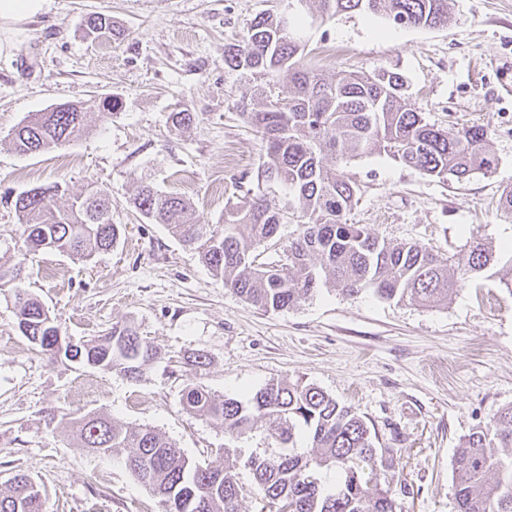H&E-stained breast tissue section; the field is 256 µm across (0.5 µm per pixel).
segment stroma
<instances>
[{
    "instance_id": "35a3bbf8",
    "label": "stroma",
    "mask_w": 512,
    "mask_h": 512,
    "mask_svg": "<svg viewBox=\"0 0 512 512\" xmlns=\"http://www.w3.org/2000/svg\"><path fill=\"white\" fill-rule=\"evenodd\" d=\"M96 12L111 15L124 38L88 40L84 19ZM267 12L295 20L308 67L398 72L429 124L492 131L495 172L463 182L422 176L383 151L340 163L358 186L348 223L448 257L476 238L503 249L512 230L498 208L512 190V0H448L452 21L435 28L359 12L322 19L299 0H51L37 20L0 26V265L23 264L25 288L64 336L87 340L130 319L164 357L136 379L48 360L19 332L14 285L0 281V489L25 473L43 484L47 512H161L126 469L127 449L95 456L64 422L101 411L158 429L205 466L238 456L241 512H277L244 465L277 453L265 429L233 437L181 405L180 361L201 350L211 363L196 381L216 395L303 381L352 407L376 446L394 451L396 512H454L461 438L512 406V290L499 276L467 281L439 307L325 286L265 312L130 203L143 180L218 224L227 203L256 189L261 141L241 115L254 87L225 67L224 48ZM106 96L118 100L116 114L100 112ZM61 103L84 108L87 133L60 149L17 153V125ZM185 108L198 121L179 132L169 116ZM55 182L73 194L109 191L112 221L124 227L117 247L83 262L25 254L14 200Z\"/></svg>"
}]
</instances>
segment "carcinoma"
I'll return each instance as SVG.
<instances>
[{"label": "carcinoma", "instance_id": "carcinoma-1", "mask_svg": "<svg viewBox=\"0 0 512 512\" xmlns=\"http://www.w3.org/2000/svg\"><path fill=\"white\" fill-rule=\"evenodd\" d=\"M312 15L342 12L383 15L396 25L434 28L448 24V0H305ZM86 36L114 35L112 17L94 13ZM304 45L295 24L281 26L280 15L256 17L243 38L224 48L225 65L245 77L265 80L251 100L247 122L258 134L262 154L258 178L288 187L281 206L263 191L224 208V223L203 224L192 203L141 182L133 207L147 220L164 225L224 287L266 312L287 310L312 296L321 284L349 297L370 290L398 303L424 307L448 302L460 283L488 272L500 262L483 243L454 259L412 242L378 240L362 224L345 219L355 201L356 183L328 164L384 151L430 178L458 181L496 169L491 132L484 125L439 129L425 121L405 96L406 84L395 72L373 76L339 72L324 77L302 63ZM288 73V95L276 92L277 78ZM195 113L170 115L172 126L187 129ZM87 131L86 113L71 103L29 115L12 133L23 154L61 148ZM60 183L34 187L15 200L25 253L53 250L89 260L116 245L122 225L112 223V199L91 186L69 198ZM300 225L297 237L283 246V259L257 261L256 249L278 238L281 225ZM23 266H0V280L16 281L17 327L39 352L51 359L68 356L58 346L61 328L48 309L19 285ZM81 363L137 379L161 350L145 341L132 321L112 324L104 334L77 342ZM183 409L241 436L257 425L281 451L254 457L249 470L262 498L282 504L281 512H395L389 485L375 475L393 468L390 448H377L367 423L321 388L304 382L271 381L244 399L217 396L188 381ZM80 447L94 455L130 448L125 465L148 487L163 512H240L242 487L236 479L238 458L225 452L224 467H203L151 426L123 427L108 415L89 412L68 420ZM305 431L312 455L297 451ZM512 406L500 409L490 423L464 435L455 459V512H512ZM335 473L327 488L321 473ZM27 474L14 476L0 493V512H44V489Z\"/></svg>", "mask_w": 512, "mask_h": 512}]
</instances>
